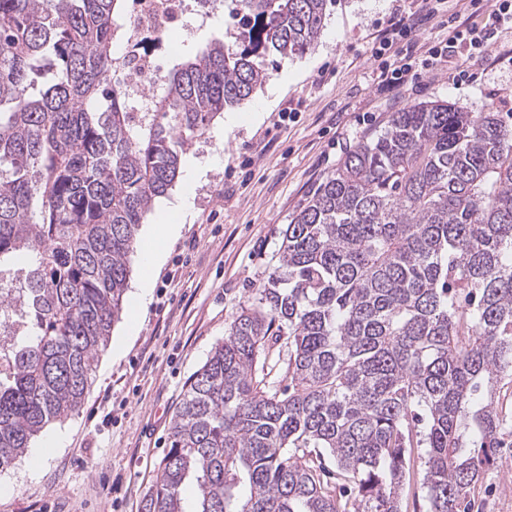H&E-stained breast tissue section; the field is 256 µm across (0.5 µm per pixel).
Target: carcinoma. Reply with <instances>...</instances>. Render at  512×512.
Wrapping results in <instances>:
<instances>
[{"label": "carcinoma", "instance_id": "cac0c4a2", "mask_svg": "<svg viewBox=\"0 0 512 512\" xmlns=\"http://www.w3.org/2000/svg\"><path fill=\"white\" fill-rule=\"evenodd\" d=\"M128 2L0 0V471L81 407L188 140L266 82V57L313 49L332 0H224L230 41L183 54L150 112L111 79ZM504 379L512 124L410 105L287 224L278 267L190 378L145 512H401L416 448L429 512H470L512 437Z\"/></svg>", "mask_w": 512, "mask_h": 512}]
</instances>
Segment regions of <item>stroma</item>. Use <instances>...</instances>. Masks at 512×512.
I'll return each mask as SVG.
<instances>
[{
	"mask_svg": "<svg viewBox=\"0 0 512 512\" xmlns=\"http://www.w3.org/2000/svg\"><path fill=\"white\" fill-rule=\"evenodd\" d=\"M418 3L336 0L317 46L270 65L269 79L236 106L241 125L225 130L220 115L195 135L189 155L213 166L193 188L191 216L165 248L146 307L125 296L111 335L125 342L121 356L102 348L79 410L31 442L57 435L58 447L0 471V512H144L190 377L278 265L286 225L349 146L422 101L512 113L506 29L486 54L464 48L430 69L414 66L396 91L382 88L379 75L395 59L372 55L383 23ZM464 62L473 77L461 84ZM286 108L292 119L279 121ZM472 505L512 512V453L497 455Z\"/></svg>",
	"mask_w": 512,
	"mask_h": 512,
	"instance_id": "obj_1",
	"label": "stroma"
}]
</instances>
